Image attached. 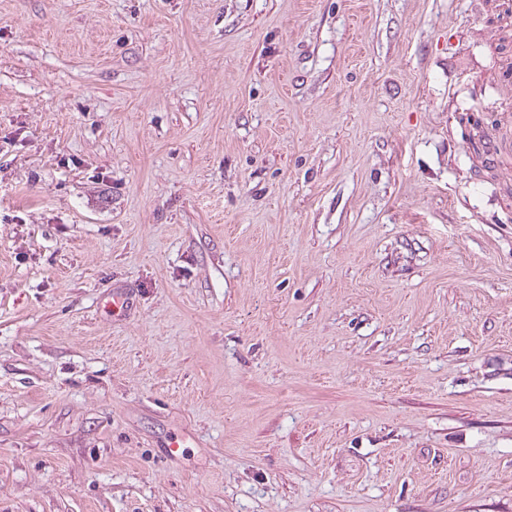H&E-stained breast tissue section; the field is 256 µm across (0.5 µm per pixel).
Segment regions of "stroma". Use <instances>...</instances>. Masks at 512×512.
<instances>
[{
    "mask_svg": "<svg viewBox=\"0 0 512 512\" xmlns=\"http://www.w3.org/2000/svg\"><path fill=\"white\" fill-rule=\"evenodd\" d=\"M498 38L486 0H0V512H512ZM458 124L461 129V137L469 145L472 157L476 159L478 164H473L474 171L477 174L486 172L491 173L494 169L490 162L486 161V152L484 150L487 142V134L485 130L479 131L471 125V118L466 115L458 117Z\"/></svg>",
    "mask_w": 512,
    "mask_h": 512,
    "instance_id": "stroma-1",
    "label": "stroma"
}]
</instances>
